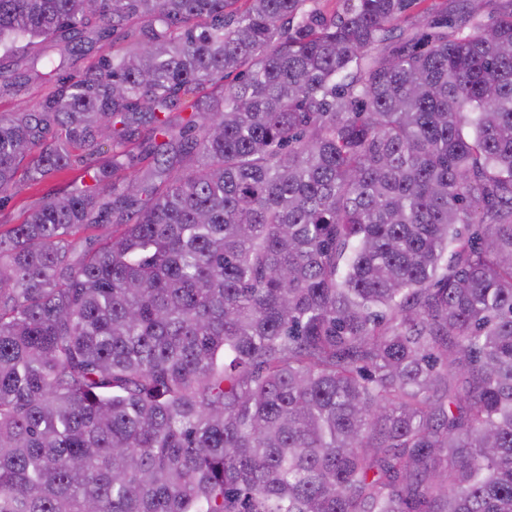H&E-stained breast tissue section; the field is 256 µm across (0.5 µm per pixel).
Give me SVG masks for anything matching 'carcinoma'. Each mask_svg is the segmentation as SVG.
<instances>
[{
  "label": "carcinoma",
  "instance_id": "cac0c4a2",
  "mask_svg": "<svg viewBox=\"0 0 512 512\" xmlns=\"http://www.w3.org/2000/svg\"><path fill=\"white\" fill-rule=\"evenodd\" d=\"M420 2L0 0V213L83 169L0 224V512H512V4ZM459 3L461 2L455 0H426L421 2L408 12L410 15L409 24H414L420 32L430 33L433 29L430 28L429 24L436 11L448 7V19L455 17L452 13L457 11ZM49 89L46 84H31L27 90L17 95L0 96V112H12L31 106ZM80 173L79 169H74L58 175L49 183L38 186H30L25 181L18 182L13 198L4 211L5 220L9 222L8 224H18L29 209L39 204L41 197L48 189L62 188Z\"/></svg>",
  "mask_w": 512,
  "mask_h": 512
}]
</instances>
